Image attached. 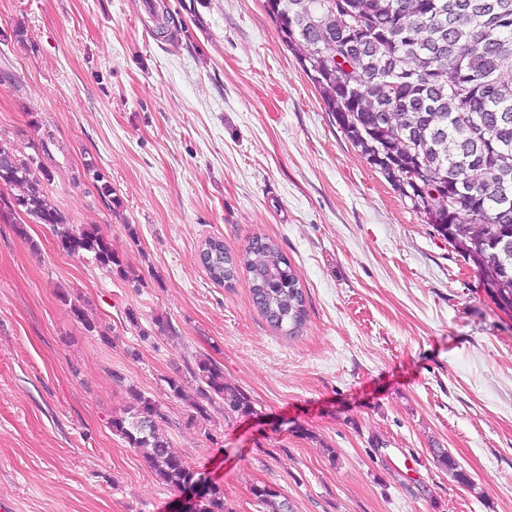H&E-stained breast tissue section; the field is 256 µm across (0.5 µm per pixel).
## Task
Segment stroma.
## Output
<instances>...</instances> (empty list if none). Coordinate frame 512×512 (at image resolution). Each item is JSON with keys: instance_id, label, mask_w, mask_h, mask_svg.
I'll return each instance as SVG.
<instances>
[{"instance_id": "obj_1", "label": "stroma", "mask_w": 512, "mask_h": 512, "mask_svg": "<svg viewBox=\"0 0 512 512\" xmlns=\"http://www.w3.org/2000/svg\"><path fill=\"white\" fill-rule=\"evenodd\" d=\"M163 3L166 36L141 0H0V138L122 264L0 219V499L178 512L110 427L134 386L230 512H261L262 483L294 512H512V318L344 137L263 0ZM255 234L305 290L297 335L200 262L206 239L237 254ZM203 357L253 415L192 420Z\"/></svg>"}]
</instances>
